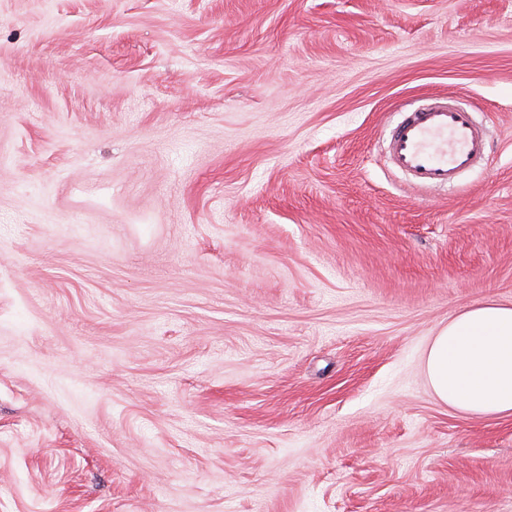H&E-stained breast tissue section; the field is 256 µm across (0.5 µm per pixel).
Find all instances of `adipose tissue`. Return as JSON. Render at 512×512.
I'll use <instances>...</instances> for the list:
<instances>
[{
	"mask_svg": "<svg viewBox=\"0 0 512 512\" xmlns=\"http://www.w3.org/2000/svg\"><path fill=\"white\" fill-rule=\"evenodd\" d=\"M424 370L435 397L477 417L512 415V304L483 302L433 336Z\"/></svg>",
	"mask_w": 512,
	"mask_h": 512,
	"instance_id": "1",
	"label": "adipose tissue"
}]
</instances>
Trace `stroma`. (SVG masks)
<instances>
[{"mask_svg":"<svg viewBox=\"0 0 512 512\" xmlns=\"http://www.w3.org/2000/svg\"><path fill=\"white\" fill-rule=\"evenodd\" d=\"M462 99L485 162L389 127ZM512 303V0H0V512H512L431 336ZM486 135L472 113L428 97L391 129L390 162L419 187L448 186L486 158Z\"/></svg>","mask_w":512,"mask_h":512,"instance_id":"stroma-1","label":"stroma"}]
</instances>
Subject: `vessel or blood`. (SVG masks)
Wrapping results in <instances>:
<instances>
[{"mask_svg":"<svg viewBox=\"0 0 512 512\" xmlns=\"http://www.w3.org/2000/svg\"><path fill=\"white\" fill-rule=\"evenodd\" d=\"M486 135L471 112L441 97H428L391 129L390 162L411 185L448 186L486 158Z\"/></svg>","mask_w":512,"mask_h":512,"instance_id":"b4317fda","label":"vessel or blood"}]
</instances>
